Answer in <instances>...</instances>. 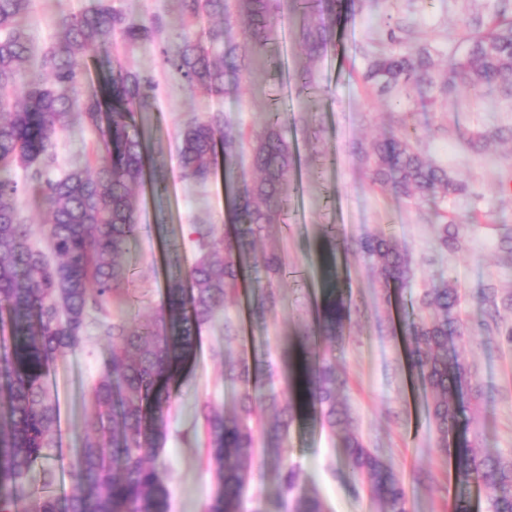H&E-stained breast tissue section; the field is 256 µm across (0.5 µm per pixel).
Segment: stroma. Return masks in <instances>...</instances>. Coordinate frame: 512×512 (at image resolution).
<instances>
[{"instance_id":"35a3bbf8","label":"stroma","mask_w":512,"mask_h":512,"mask_svg":"<svg viewBox=\"0 0 512 512\" xmlns=\"http://www.w3.org/2000/svg\"><path fill=\"white\" fill-rule=\"evenodd\" d=\"M93 0H31L24 24L35 55L61 36L59 17L78 13ZM500 0H356L342 7L332 48L309 60L296 32L297 16L282 12L277 35L266 54L278 66L257 68L230 79L223 97L191 89L163 62L183 32L178 0H112L128 16L161 18L164 31L154 42L109 47L124 68L148 76L158 90L150 112L139 123L158 176H146L133 192L138 228L120 264L128 271L120 293L107 307L113 319L153 324L164 302L167 279L185 276L198 253V226L223 238L231 222L223 168L203 184L184 177L178 156L180 132L190 120L223 113L246 139H253L271 113L294 123L295 166L289 177L288 208L258 237L256 253L276 252L284 266L275 275L252 269L250 280H273L277 302L264 321L249 313L250 295L231 296L223 311L204 326L194 360L171 386L174 412L163 450L156 460L170 490L169 512H206L220 486L206 449L205 427L196 411L207 404L234 413L242 388L225 377L228 363L247 359L262 378L254 395L285 385V357L302 362L312 349L315 309L327 292L322 264L326 240L336 245L337 293L351 303V319L330 351L342 385L339 397L366 446L378 453L403 482L410 512H452L466 497L473 512H488L483 487L461 485L454 462L439 449L431 420L434 393L408 364L407 327L419 313L423 288L444 279L462 297L463 341L449 352L465 353L473 380L463 395L464 411L449 434L451 447L477 444L512 458V251L502 245L512 235V93L496 87L440 93L451 76L449 64L465 56L468 38L485 30L499 13ZM398 41L390 43L387 32ZM412 50L435 63L432 82L389 91L366 82L368 58ZM310 69L315 90L302 95L295 81ZM410 130L432 163L444 167L463 192L439 206L415 203L371 180L363 156L383 137ZM99 135L71 119L56 140L52 175L70 167L95 166ZM461 226L459 250L437 243L443 217ZM385 233L396 238L414 269L409 288L385 292L360 240ZM236 331L226 339L225 325ZM107 339L90 329L83 344L50 366L47 387L59 407L51 465L53 491L71 493L72 465L81 446L82 426L92 411L90 389L98 376ZM286 465L299 473V489L317 492L327 512H382L365 484L349 471L339 437L319 418L296 419L288 433ZM278 470L266 453L255 457L254 475L241 512H288Z\"/></svg>"}]
</instances>
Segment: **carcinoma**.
<instances>
[{
	"instance_id": "obj_1",
	"label": "carcinoma",
	"mask_w": 512,
	"mask_h": 512,
	"mask_svg": "<svg viewBox=\"0 0 512 512\" xmlns=\"http://www.w3.org/2000/svg\"><path fill=\"white\" fill-rule=\"evenodd\" d=\"M31 0H0V322L11 326L7 351L0 354V512H13L28 498V512H168L169 491L149 461L165 442L172 410L168 384L196 354L204 325L239 290L246 263L277 273L278 255L254 253L256 238L277 221L287 194L293 160L288 120L278 114L251 144L258 178L230 201L233 224L224 242L198 230V257L186 278L171 279L165 302L153 326L115 323L106 303L126 279L116 259L124 254L136 230L131 190L145 177L143 133L136 114L146 111L157 87L149 77L119 65L101 93L78 103L72 93L80 66L93 60L108 43L133 47L154 40L157 20L129 18L112 0H95L89 8L61 19L62 37L42 56V75H29L31 49L23 20ZM302 17L298 42L311 59L333 46L340 0H292ZM280 0H179L191 21L218 18L201 34L185 32L176 52L164 63L186 83L210 96L226 92V77L249 72L271 39ZM246 18V41L232 42L226 26L232 12ZM429 57L406 53L372 58L367 77L388 90L431 80ZM452 85L512 88V19H500L472 37L463 60L453 62ZM100 135L99 167L90 173L73 168L57 179L48 176L55 141L74 110ZM243 149V134L221 113L188 122L180 134L185 176L204 183L222 151L230 173ZM371 178L418 202H434L463 191L446 169L427 160L406 135L371 144L365 152ZM20 168L38 190L51 217L42 225L50 251L32 243V225L23 223L16 206L21 191L14 176ZM439 245L455 250L459 226L438 225ZM378 280L388 288L411 285L408 255L384 235L360 242ZM272 282L252 290V315L265 318L276 303ZM421 311L409 328L410 361L435 394L431 416L448 448V433L458 418V396L470 387L472 373L465 355L448 359V343L463 339L460 294L439 281L418 296ZM350 302L331 293L317 308L315 328L324 343L342 337L350 320ZM95 325L119 349L103 357L91 388L93 412L85 423L81 448L72 471L74 489L61 498L45 490L25 495L34 468L52 459L59 410L46 386L50 364L79 347L89 325ZM226 376L243 386L240 410L233 416L208 405L199 409L205 423L209 455L215 462L221 492L208 512H240L241 497L253 475L256 435L281 461L288 429L303 409L319 413L342 437L352 473L365 480L382 512H410L403 483L382 458L367 448L353 429L348 407L338 399L339 378L332 354L315 352L301 372L266 399L277 417L255 430L257 414L251 394L254 374L244 359ZM459 480L480 483L490 512H512V461L468 447L455 454ZM292 512H325L314 494L299 493Z\"/></svg>"
}]
</instances>
